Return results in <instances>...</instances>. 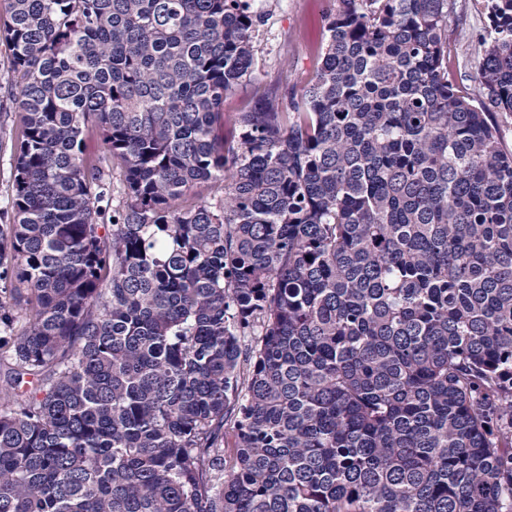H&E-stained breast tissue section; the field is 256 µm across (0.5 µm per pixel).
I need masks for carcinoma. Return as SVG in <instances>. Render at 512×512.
Here are the masks:
<instances>
[{"instance_id":"1","label":"carcinoma","mask_w":512,"mask_h":512,"mask_svg":"<svg viewBox=\"0 0 512 512\" xmlns=\"http://www.w3.org/2000/svg\"><path fill=\"white\" fill-rule=\"evenodd\" d=\"M3 2L0 512H512V0L476 101L451 0H335L231 134L247 0ZM9 53L7 45L0 40V224H8L12 217L9 200L13 172V145L21 126V112L15 108L6 83Z\"/></svg>"}]
</instances>
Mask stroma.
<instances>
[{
    "mask_svg": "<svg viewBox=\"0 0 512 512\" xmlns=\"http://www.w3.org/2000/svg\"><path fill=\"white\" fill-rule=\"evenodd\" d=\"M261 21L252 33L253 64L238 87L224 99V123L252 109L259 96L286 88L303 92L314 78L327 43L324 17L331 0H250ZM488 24L479 0H453L448 16V79L477 94L478 39ZM9 50L0 41V222L12 217L9 200L13 145L21 114L9 94Z\"/></svg>",
    "mask_w": 512,
    "mask_h": 512,
    "instance_id": "stroma-1",
    "label": "stroma"
}]
</instances>
